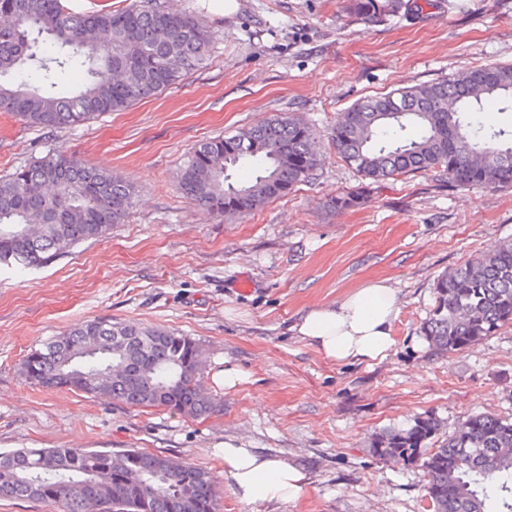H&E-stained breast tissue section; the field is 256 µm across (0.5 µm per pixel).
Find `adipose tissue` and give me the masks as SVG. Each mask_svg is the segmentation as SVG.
Instances as JSON below:
<instances>
[{"label": "adipose tissue", "instance_id": "1", "mask_svg": "<svg viewBox=\"0 0 512 512\" xmlns=\"http://www.w3.org/2000/svg\"><path fill=\"white\" fill-rule=\"evenodd\" d=\"M400 314L397 293L372 282L332 304L311 308L295 325L298 336L336 363L379 362L395 345L392 327ZM224 482L248 505L295 501L309 482L292 460L246 448L236 441L221 444Z\"/></svg>", "mask_w": 512, "mask_h": 512}]
</instances>
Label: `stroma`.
Wrapping results in <instances>:
<instances>
[{
	"label": "stroma",
	"mask_w": 512,
	"mask_h": 512,
	"mask_svg": "<svg viewBox=\"0 0 512 512\" xmlns=\"http://www.w3.org/2000/svg\"><path fill=\"white\" fill-rule=\"evenodd\" d=\"M211 31L204 68L95 122L49 131L0 114V176L51 152L136 187L126 223L40 268L0 269V451L91 448L162 453L208 470L219 512H429L420 465L374 442L421 418L445 439L486 413L512 421V324L456 354L421 327L439 276L512 241V186H448L435 174L372 184L329 142L339 113L369 96L471 66L512 63V0H433L379 23L353 0H160ZM294 112L317 135L311 178L264 207L216 215L184 198L176 173L204 140ZM358 196L356 206L336 201ZM398 292L396 340L380 362L338 364L292 326L368 282ZM112 319L199 341L220 411L190 417L47 390L23 357L74 324ZM235 388L214 380L225 365ZM294 459L310 483L291 503L248 506L224 482L225 439Z\"/></svg>",
	"instance_id": "1"
}]
</instances>
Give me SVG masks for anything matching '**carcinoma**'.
Here are the masks:
<instances>
[{
	"label": "carcinoma",
	"mask_w": 512,
	"mask_h": 512,
	"mask_svg": "<svg viewBox=\"0 0 512 512\" xmlns=\"http://www.w3.org/2000/svg\"><path fill=\"white\" fill-rule=\"evenodd\" d=\"M408 0H355L371 22L395 16ZM57 51L38 57L31 36ZM209 35L192 14L155 0L116 11L76 14L61 0H0V112L28 126L57 130L127 109L200 67ZM38 63L45 85L16 80ZM73 64L83 86L63 95L54 76ZM487 102L512 110V64L476 66L358 102L341 113L331 141L336 153L374 183L434 172L463 187L456 174L480 166L475 185H512V129L485 127L472 114ZM414 127L418 133L405 137ZM320 154L311 128L279 114L200 145L178 175L180 191L213 212L256 210L313 174ZM248 167L254 175L232 180ZM135 187L106 170L63 154L47 155L0 177V266H43L81 242L112 232L129 214ZM512 322V241L449 273L435 286L423 335L443 354L459 353ZM205 353L190 336L137 322L94 320L30 351L20 363L29 383L108 395L136 408H165L196 417L218 401L199 390ZM438 424L422 418L375 444L383 457L421 461L433 512H512V422L477 414L422 456ZM0 498H28L52 512H217L211 474L167 455L128 449L21 448L0 452Z\"/></svg>",
	"instance_id": "1"
}]
</instances>
